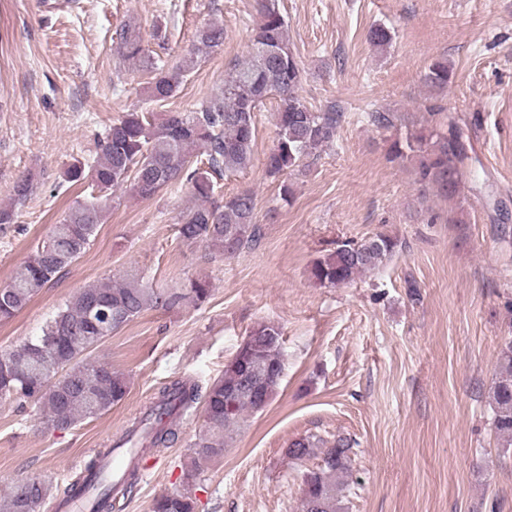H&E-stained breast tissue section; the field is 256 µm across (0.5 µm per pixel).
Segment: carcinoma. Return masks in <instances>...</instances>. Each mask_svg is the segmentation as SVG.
Wrapping results in <instances>:
<instances>
[{
	"instance_id": "1",
	"label": "carcinoma",
	"mask_w": 512,
	"mask_h": 512,
	"mask_svg": "<svg viewBox=\"0 0 512 512\" xmlns=\"http://www.w3.org/2000/svg\"><path fill=\"white\" fill-rule=\"evenodd\" d=\"M260 23L248 57L232 63L224 72V84L189 112H168L163 117L147 108H134L105 128L97 140V156L90 164H70L62 175L65 184L81 185L86 198L68 208L53 225L11 280L0 285V322L26 307L42 290L87 252L97 236L112 192L124 185L138 196L150 198L171 185L187 186L199 201L177 223L178 238L202 244L214 257L232 256L256 240V202L242 190L224 197L218 180L226 173L247 170L253 161L256 111L263 102L278 98L273 113L276 138L265 159L269 176L316 159L335 139L342 113L329 106L316 110L300 94L303 69L294 51L288 23L277 0H256ZM114 40L121 57H145L143 37L124 25ZM224 46V27L210 25L196 36L192 52L172 66L159 57L149 59L153 73L148 102L160 105L177 95L185 74L197 62V54L217 52ZM270 47L277 56L269 58ZM426 83L445 89L453 80L446 61H435L425 73ZM452 121L448 131L415 132L405 142L394 141L392 156L411 159L417 182L454 200L461 190L467 144ZM11 204L0 206V236L15 230L18 206L32 192V184L19 180ZM397 241L378 233L361 241L342 240L331 253L314 262L312 278L321 285L339 286L378 269L395 252ZM210 298L209 284L195 280L186 288L156 286L144 277L126 275L88 285L74 294L46 322L40 335L0 351V400L38 405L48 425L68 430L78 423L103 415L125 401L130 388L127 376L112 365L92 357L107 337L147 310L171 311L186 305L200 307ZM250 351H239L224 365L223 373L203 387L193 378H176L157 392L153 401L97 454L83 472L59 489L42 479L14 484L0 496V512H43L48 501L73 502L77 497L91 505V512H112V501L135 486L140 463L154 448H170L178 440L180 424L197 411L203 428L189 444L191 470L184 474V488L154 499L151 512H195L190 483L202 461L224 455L226 438L244 416L257 412L259 402L276 394L285 369L283 337L271 321L255 323L247 333ZM54 340L49 347L45 340ZM258 363L274 373L258 386L259 397L227 392L242 383L245 366ZM493 431L501 448L512 447V339L505 343L492 391ZM129 458L117 478L106 470L105 460L117 450ZM352 441L338 435L328 443L314 435L301 436L286 448V456L316 465L301 475L299 512H342L351 475Z\"/></svg>"
}]
</instances>
